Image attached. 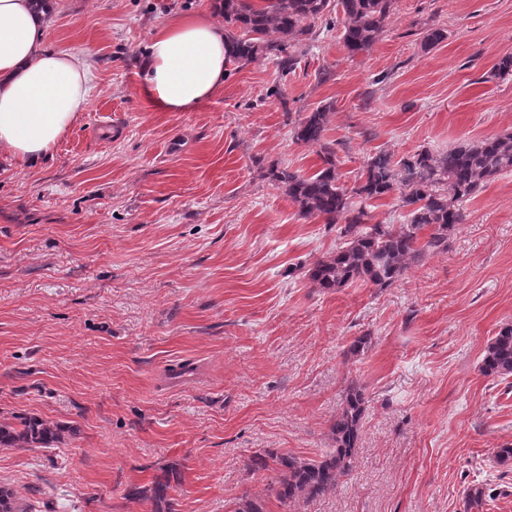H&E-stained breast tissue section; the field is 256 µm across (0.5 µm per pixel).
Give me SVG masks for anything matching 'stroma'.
<instances>
[{"label": "stroma", "mask_w": 512, "mask_h": 512, "mask_svg": "<svg viewBox=\"0 0 512 512\" xmlns=\"http://www.w3.org/2000/svg\"><path fill=\"white\" fill-rule=\"evenodd\" d=\"M213 0H57L47 43L86 54L95 92L53 155L0 154V411L77 432L0 448V485L29 512H151L161 468L175 512L265 496V450L313 458L350 385L367 400L351 474L287 512H512V377L482 375L512 324V171L462 205L444 253L391 287L313 288L297 267L341 243L265 177L310 174L298 114L331 109L327 140L353 186L369 155L399 159L512 132V0H395L371 49L320 34L294 73L230 69L191 112L143 96L137 56L162 25ZM446 39L422 49L428 29ZM329 72L320 81L321 72ZM368 337L363 353L348 352ZM177 474L175 469H165L162 476L156 477L151 485L143 487L136 494L150 499L155 505V512H173L174 506L168 498V490L170 489L172 478L176 481L178 480Z\"/></svg>", "instance_id": "stroma-1"}]
</instances>
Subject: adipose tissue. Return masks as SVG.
Segmentation results:
<instances>
[{
	"instance_id": "1",
	"label": "adipose tissue",
	"mask_w": 512,
	"mask_h": 512,
	"mask_svg": "<svg viewBox=\"0 0 512 512\" xmlns=\"http://www.w3.org/2000/svg\"><path fill=\"white\" fill-rule=\"evenodd\" d=\"M39 0H0V150L35 164L51 157L79 120L94 90L80 52L50 48ZM224 26L183 16L152 37L143 52V90L167 112H191L224 87Z\"/></svg>"
}]
</instances>
